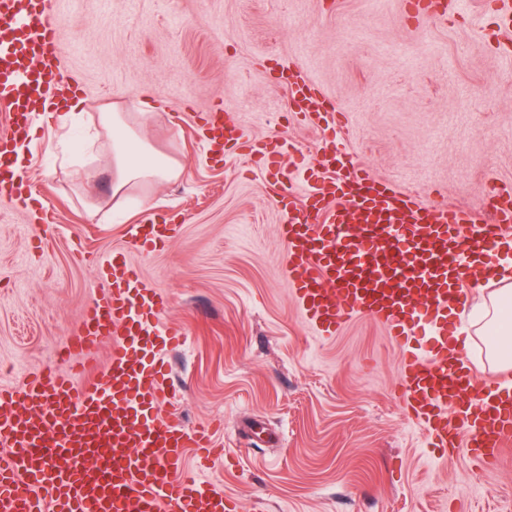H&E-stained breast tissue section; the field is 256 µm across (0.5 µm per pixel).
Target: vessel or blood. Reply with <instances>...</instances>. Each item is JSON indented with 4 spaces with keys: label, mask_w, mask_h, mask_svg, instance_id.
Here are the masks:
<instances>
[{
    "label": "vessel or blood",
    "mask_w": 512,
    "mask_h": 512,
    "mask_svg": "<svg viewBox=\"0 0 512 512\" xmlns=\"http://www.w3.org/2000/svg\"><path fill=\"white\" fill-rule=\"evenodd\" d=\"M414 16L443 23L447 0H410ZM59 31L50 0H0V191L14 183L13 153L30 139V120L59 86ZM298 112L332 125L336 105L297 67L280 75ZM204 141L215 156L238 140L236 127L211 112ZM328 165L343 178L317 176L296 201L290 181L282 238L288 278L303 319L318 336L339 334L355 315L384 326L402 352L400 383L430 456L463 452L484 466L512 453V390L448 353V312L466 283H487L512 243V185L487 183L490 203L475 210L438 207L414 192L371 178L344 152ZM141 248L168 239L163 224H135ZM103 290L71 328L57 355L69 371L43 370L22 389L0 387V512H241L242 505L202 475L186 455L207 448L205 432L158 411L167 387L164 354L183 328L160 326L168 299L115 252L100 263ZM112 341L102 369L92 352ZM85 375L76 385L75 375Z\"/></svg>",
    "instance_id": "b4317fda"
}]
</instances>
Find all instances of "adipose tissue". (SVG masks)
Returning a JSON list of instances; mask_svg holds the SVG:
<instances>
[{
  "instance_id": "ef3b65f1",
  "label": "adipose tissue",
  "mask_w": 512,
  "mask_h": 512,
  "mask_svg": "<svg viewBox=\"0 0 512 512\" xmlns=\"http://www.w3.org/2000/svg\"><path fill=\"white\" fill-rule=\"evenodd\" d=\"M149 119L145 112H105L103 127L112 134V157L115 175L113 194L127 187L178 180L184 169L176 159L158 154L143 140L139 127ZM497 279L500 288L491 299L483 300L472 312L477 335L487 340L486 358L503 366L512 364V344L506 338L512 334V258L499 261Z\"/></svg>"
}]
</instances>
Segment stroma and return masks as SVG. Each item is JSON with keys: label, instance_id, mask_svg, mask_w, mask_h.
Instances as JSON below:
<instances>
[{"label": "stroma", "instance_id": "35a3bbf8", "mask_svg": "<svg viewBox=\"0 0 512 512\" xmlns=\"http://www.w3.org/2000/svg\"><path fill=\"white\" fill-rule=\"evenodd\" d=\"M452 6L443 25L403 18L402 0H52L85 126L158 103L141 134L185 173L121 199L107 139L74 151L41 125L24 161L36 206L0 201V386L59 366L101 291L98 260L123 249L187 333L165 355L159 411L222 444L208 477L224 491L263 512H512V458L424 457L380 324L360 315L329 340L306 325L269 189L283 170L304 195L334 147L442 207L481 208L487 178L512 183V59L488 47L493 2ZM294 65L341 111L329 140L278 81ZM216 109L246 140L290 142L278 168L243 147L210 159L195 125ZM145 196L175 230L142 251L129 228Z\"/></svg>", "mask_w": 512, "mask_h": 512}]
</instances>
